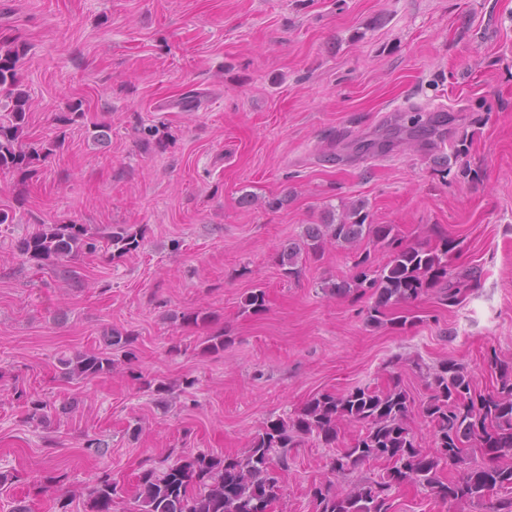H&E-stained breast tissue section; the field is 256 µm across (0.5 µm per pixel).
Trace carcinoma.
Instances as JSON below:
<instances>
[{
    "label": "carcinoma",
    "instance_id": "carcinoma-1",
    "mask_svg": "<svg viewBox=\"0 0 512 512\" xmlns=\"http://www.w3.org/2000/svg\"><path fill=\"white\" fill-rule=\"evenodd\" d=\"M26 44L0 40V171L33 178L41 162L51 154L25 146L28 94L22 89L20 67L27 55ZM84 117L81 104L68 106L56 116L59 134L53 147L65 144L67 127ZM438 244L432 248L403 244L392 224H374L367 203L352 202L341 215L329 211L320 224L306 228L304 240L281 247L283 276L295 279L302 271V254L317 255L329 243L356 247L368 239L389 249V260L377 265L369 250L358 254L354 274L348 280L327 285L331 294L366 297V320L372 325H389L404 331L413 318L393 312V306L417 300L429 291L437 293L440 304L461 302L470 284L452 280L451 255L456 248L441 227L431 228ZM112 247V259L138 251L143 235L118 228L101 235L85 224H48L22 238L17 254L38 267L53 265L76 277L63 262L80 254L97 251V238ZM267 294L256 288L245 294L242 313L266 312ZM214 316L205 309L183 312L181 325L211 323ZM106 349L85 352L73 358H58L64 379H94L112 372V351L120 350L128 360L136 358V335L111 330L105 336ZM224 331H216L201 341L204 351L218 355L224 351ZM496 373L495 391L482 394L468 370L454 361H445L430 373V394L420 407L424 421L432 428L434 446L425 449L408 425L413 399L400 383L386 389L357 386L344 393L329 390L314 394L293 417L266 420L240 454L213 455L204 452H170L141 471L139 491L128 512H268L281 493V474L288 471L290 450L307 436H316L327 447L336 443L338 425L355 423L360 430L350 446L330 459V471L345 476L371 461L387 463L383 476L364 477L349 490H339L327 480L309 490L313 512H393L394 491L416 484L437 501L464 505L495 497L491 512H512V362L496 356L487 360ZM48 404L41 399L26 401V419L43 423ZM486 458L474 462V454ZM459 469L456 477L444 479L442 466ZM89 512H112L122 488L109 474L94 477L84 487Z\"/></svg>",
    "mask_w": 512,
    "mask_h": 512
}]
</instances>
